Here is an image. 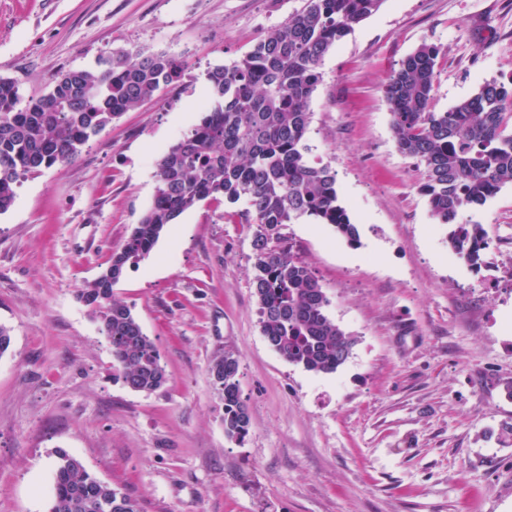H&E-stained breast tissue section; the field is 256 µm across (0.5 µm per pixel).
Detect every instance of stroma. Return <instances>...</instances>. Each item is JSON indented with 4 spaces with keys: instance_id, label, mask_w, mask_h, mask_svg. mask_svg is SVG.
<instances>
[{
    "instance_id": "stroma-1",
    "label": "stroma",
    "mask_w": 512,
    "mask_h": 512,
    "mask_svg": "<svg viewBox=\"0 0 512 512\" xmlns=\"http://www.w3.org/2000/svg\"><path fill=\"white\" fill-rule=\"evenodd\" d=\"M301 0H0V77L24 95L114 51L182 58L179 81L115 119L71 161L28 175L0 214V512H47L62 449L140 512H512V186L463 224L491 241L481 269L448 246L400 153L389 76L437 47L432 107L512 79V0H384L325 55L311 160L336 175L360 235L288 224L356 343L336 372L274 351L253 288L255 225L208 199L169 225L114 287L155 343L163 387L116 378L78 298L150 207L158 158L212 101L206 71L253 50ZM238 358L250 416L224 433L210 369Z\"/></svg>"
}]
</instances>
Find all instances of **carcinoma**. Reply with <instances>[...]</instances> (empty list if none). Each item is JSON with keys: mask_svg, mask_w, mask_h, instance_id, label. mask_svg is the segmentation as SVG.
Listing matches in <instances>:
<instances>
[{"mask_svg": "<svg viewBox=\"0 0 512 512\" xmlns=\"http://www.w3.org/2000/svg\"><path fill=\"white\" fill-rule=\"evenodd\" d=\"M280 29L230 66L206 73L214 102L200 122L156 163L155 195L106 269L79 292V300L111 340L123 383L153 392L166 382L154 342L113 285L139 265L170 224L196 203L222 196L243 199L254 224L255 276L261 331L285 360L315 374L333 373L349 358L355 338L329 318V299L280 229L302 219L329 224L349 244L359 234L340 204L334 173L306 152L309 102L324 56L384 0H302ZM439 51L423 46L409 55L385 88L398 150L424 167L421 191L432 215L449 226L448 247L480 266L489 246L481 224H461L512 185V79L482 84L445 112L430 109ZM183 61L165 54L112 52L96 70H71L44 95L24 98L19 84L0 77V214L8 212L30 173L75 158L90 138L124 112L178 81ZM224 398V432L243 438L250 416L240 400L239 360L211 368ZM48 512H140L129 495L90 474L75 457L57 452Z\"/></svg>", "mask_w": 512, "mask_h": 512, "instance_id": "carcinoma-1", "label": "carcinoma"}]
</instances>
